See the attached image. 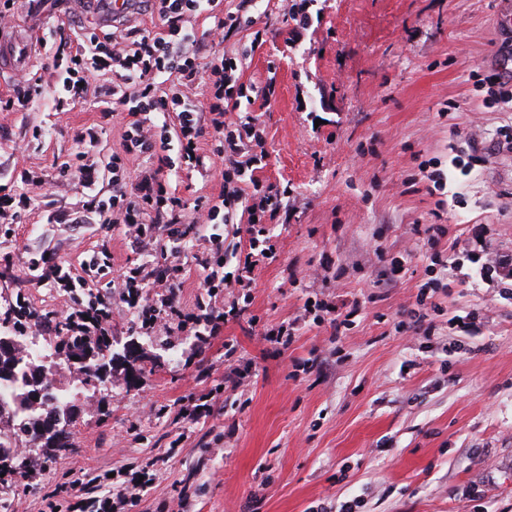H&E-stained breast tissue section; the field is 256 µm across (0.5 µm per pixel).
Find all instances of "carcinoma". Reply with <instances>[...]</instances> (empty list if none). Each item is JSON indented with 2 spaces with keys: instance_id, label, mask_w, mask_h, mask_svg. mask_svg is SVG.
<instances>
[{
  "instance_id": "carcinoma-1",
  "label": "carcinoma",
  "mask_w": 512,
  "mask_h": 512,
  "mask_svg": "<svg viewBox=\"0 0 512 512\" xmlns=\"http://www.w3.org/2000/svg\"><path fill=\"white\" fill-rule=\"evenodd\" d=\"M0 484L15 487L30 478L44 459L56 450L70 447L71 426L77 394L58 387L47 378L60 361L77 365L80 382L100 383L112 372V337L78 336L59 330L51 360H30L17 336L3 334L0 344ZM54 415L57 429H43L44 417Z\"/></svg>"
}]
</instances>
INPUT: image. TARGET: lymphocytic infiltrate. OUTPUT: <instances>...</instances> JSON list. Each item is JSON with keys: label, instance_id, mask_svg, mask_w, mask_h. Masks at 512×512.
<instances>
[{"label": "lymphocytic infiltrate", "instance_id": "1", "mask_svg": "<svg viewBox=\"0 0 512 512\" xmlns=\"http://www.w3.org/2000/svg\"><path fill=\"white\" fill-rule=\"evenodd\" d=\"M221 0H153L157 18L154 30L135 27L122 30L125 49L107 52L104 40L90 34L81 51L69 58L62 90L71 98L82 96L91 78L111 75L112 85L105 96L113 108L128 112L130 119L121 135L120 147L113 151L112 193L96 201L104 229L123 225L136 243L148 246L150 258L120 270L112 268V253L102 247L100 257L83 261V276H72L65 264L43 259L36 280L73 294L85 290L89 279H107L109 293L95 295L86 307L69 308L56 321L26 319L22 330L30 334H54L55 322L65 323L75 333H111L112 304L120 302L134 309L141 330L177 336L196 327L208 335H219L222 325L239 320L245 313L238 303H225L228 287L251 290L254 271L276 253L269 227L287 220L284 204L287 189L263 184L254 173L266 165L260 115L241 109L247 87L242 80L243 58L223 50L226 29L240 25L254 12L257 0H237L234 9L221 10ZM207 15L206 31L216 49L199 56L192 17ZM201 82L210 94L204 106L187 101L183 86ZM209 138V151H202V138ZM148 155L158 161L156 169L145 173L136 187H129V157ZM191 171L212 169L222 179L217 197L187 204L171 186L175 168ZM204 218L209 247L198 260L202 280L195 296L194 311H186L181 290L187 270L179 258L181 242L193 230L183 223L186 210ZM232 225L233 237L247 236L246 249H227L216 223ZM430 262L417 287L415 303L425 306L442 286L437 269L448 266L449 255H457L471 265V273L483 283L512 282V252L491 246L488 228L470 225L463 242L442 245L446 231L439 224H418L413 228ZM153 480L150 469L132 473L121 485L101 492L87 502L88 512H125L137 504L146 484Z\"/></svg>", "mask_w": 512, "mask_h": 512}]
</instances>
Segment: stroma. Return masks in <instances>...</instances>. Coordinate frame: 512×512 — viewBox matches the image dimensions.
Returning <instances> with one entry per match:
<instances>
[{
	"label": "stroma",
	"mask_w": 512,
	"mask_h": 512,
	"mask_svg": "<svg viewBox=\"0 0 512 512\" xmlns=\"http://www.w3.org/2000/svg\"><path fill=\"white\" fill-rule=\"evenodd\" d=\"M79 3L32 0L14 22L40 27L24 70L43 94L0 110V188L32 198L13 232L0 226V314L20 296L43 314L72 306L32 281L30 258L77 266L105 239L113 268L146 258L88 206L110 195V178L89 190L60 174L78 154L102 165L124 126L103 114L100 81L75 101L53 93L64 70L52 48L76 52L97 29L62 22ZM306 10L313 23L295 44L282 0H260L255 25L224 41L246 55L243 82L276 76L259 176L292 191L291 218L274 227L278 256L256 270L246 317L206 340L144 334L115 307L111 382L79 395L70 450L14 488L12 512H42L45 495L79 472L110 471L120 484L153 456L165 462L131 512H339L351 500L358 512H512V299L484 284L439 292L427 338L394 330L413 320L424 248L392 287L375 284L383 257L413 245L416 224H444L452 238L484 224L494 248L512 252V152L489 139L512 104L486 102L480 83L512 74V0H306ZM88 130L93 140L78 142ZM474 151L484 167L452 166ZM435 170L447 179L440 191L427 178ZM316 294L359 300L362 311L339 336L307 323L273 357L262 327ZM455 309L475 314L479 334L449 325ZM228 341L254 365L240 408L221 388ZM296 363L307 371L293 380ZM194 386L210 392L213 413L188 424L170 405Z\"/></svg>",
	"instance_id": "35a3bbf8"
}]
</instances>
